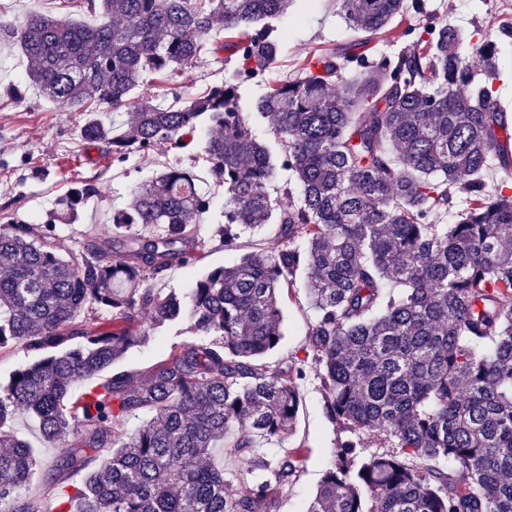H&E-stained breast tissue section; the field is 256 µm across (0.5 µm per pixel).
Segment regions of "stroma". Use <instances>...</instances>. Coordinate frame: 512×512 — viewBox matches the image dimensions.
<instances>
[{
    "mask_svg": "<svg viewBox=\"0 0 512 512\" xmlns=\"http://www.w3.org/2000/svg\"><path fill=\"white\" fill-rule=\"evenodd\" d=\"M33 12L88 22L96 19L95 14L83 8L81 0H0V17L13 23H22ZM445 21L465 31L461 51L469 54L489 33L512 25V0H423L422 13L412 12L394 20L366 44L339 13L336 0H316L302 13L289 11L279 21L286 35L276 59L259 77L241 82L239 109L257 140L271 154H278L281 145L268 121L254 111L269 84L298 77L304 59L319 53L351 46L369 58L395 54L410 44L411 30ZM237 66L228 52L208 54L178 77L148 75L139 94L166 106L175 98L192 97L223 82ZM25 67V59L10 39L0 37V225L50 222L72 250H81L89 235L107 231L114 211L127 207L136 186L176 164L197 172L198 189L210 199V208L197 226V233L207 246L204 258L196 264L173 262L157 279V287L182 291L201 272L233 264L242 253L278 248V240L263 230L242 237L234 250L225 248L219 238L212 236L213 226L223 220L224 192L214 187L197 159L198 143L206 139L207 129H200L197 144L187 148L171 150L161 144L148 154H133L123 163H114L99 147L81 141L85 113L59 109L33 87L27 88L26 97L20 102L6 95V88L22 82ZM80 183L94 185L96 193L85 199L78 214L72 216L64 211L62 200ZM305 282V273H298L293 288L283 298L284 337L262 358L267 369L287 367L306 359L310 352L316 313L307 301ZM191 339L188 322L160 328L146 343L129 350L114 369L148 374ZM297 388L301 405L292 436L264 446L268 454L277 456L294 448L304 452L298 477L281 493L279 512H306L331 465L335 444L343 436L325 413L322 386L315 371H308Z\"/></svg>",
    "mask_w": 512,
    "mask_h": 512,
    "instance_id": "stroma-1",
    "label": "stroma"
}]
</instances>
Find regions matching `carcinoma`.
Instances as JSON below:
<instances>
[{
	"label": "carcinoma",
	"instance_id": "1",
	"mask_svg": "<svg viewBox=\"0 0 512 512\" xmlns=\"http://www.w3.org/2000/svg\"><path fill=\"white\" fill-rule=\"evenodd\" d=\"M297 2L87 0L91 24L0 21L26 58L25 85L89 113L81 140L114 159L161 142L180 149L208 123L201 160L224 189L215 234L232 249L269 227L280 242L205 271L186 293L150 287L173 259L203 257L195 223L210 200L179 166L136 187L112 235L78 252L53 224L6 225L0 350L33 362L0 386V512H46L45 496L20 494L39 470L58 512H278L301 449L270 461L257 444L293 432L306 367L256 362L282 339L281 290L302 269L325 411L349 433L307 512H512V183L490 189L484 178L495 164L512 170L497 36L466 57L458 28L429 23L392 57H310L255 104L281 142L274 160L239 111L238 83L274 61L284 34L271 21ZM337 2L369 36L422 10L420 0ZM236 30L234 42L209 41ZM224 49L239 66L204 94L168 107L130 102L145 76ZM101 104L122 112L126 131L98 117ZM279 167L300 194L270 193ZM94 192L72 189L66 211ZM450 210L453 223L435 220ZM84 310L101 323L78 322ZM143 311L150 323L137 334ZM185 317L214 340L184 344L144 380H94ZM20 411L58 450L53 460L16 435ZM140 413L145 425L118 432ZM367 438L388 449L357 464ZM224 448L242 464L231 493Z\"/></svg>",
	"mask_w": 512,
	"mask_h": 512
}]
</instances>
